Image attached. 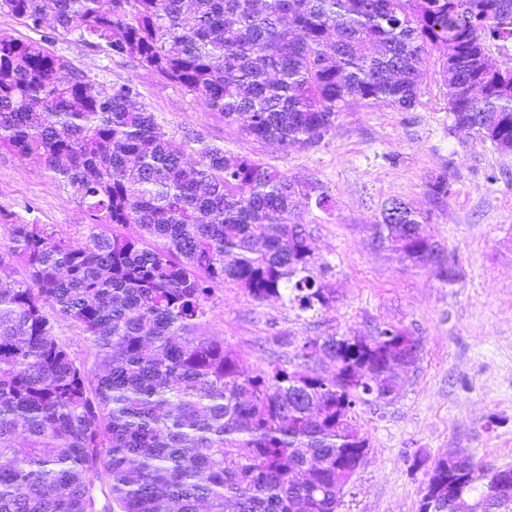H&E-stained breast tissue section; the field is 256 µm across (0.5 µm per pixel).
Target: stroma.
<instances>
[{"mask_svg":"<svg viewBox=\"0 0 512 512\" xmlns=\"http://www.w3.org/2000/svg\"><path fill=\"white\" fill-rule=\"evenodd\" d=\"M49 48L103 87L135 84L186 161L195 158L187 140L199 135L298 181L297 220L311 231L314 264L328 268L333 296L303 312L284 298L255 301L233 285L217 291L206 331L223 337L245 371L271 359L295 369L309 338L367 339L385 324L419 337L399 394L359 406L352 417L369 448L343 490L340 512H419L431 466L451 451L512 467V154L476 136L449 135L442 52H431L412 109L354 106L308 150L246 136L242 121H225L137 62L77 38ZM442 174L450 194L438 202L428 184ZM312 186L330 197L329 209L308 197ZM393 200L423 213L427 233L459 268L458 281L409 267L377 242L371 226ZM16 215L58 226L74 241L89 223L70 188L0 149V238Z\"/></svg>","mask_w":512,"mask_h":512,"instance_id":"stroma-1","label":"stroma"}]
</instances>
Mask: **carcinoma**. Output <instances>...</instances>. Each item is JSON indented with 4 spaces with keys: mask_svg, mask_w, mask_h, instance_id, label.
Masks as SVG:
<instances>
[{
    "mask_svg": "<svg viewBox=\"0 0 512 512\" xmlns=\"http://www.w3.org/2000/svg\"><path fill=\"white\" fill-rule=\"evenodd\" d=\"M34 28L55 22L112 57L137 61L244 132L313 149L357 104L412 108L427 56L448 134L512 154V0H0ZM129 83L96 81L38 41L0 36V148L64 182L88 214L74 243L17 219L0 240V512H339L336 489L367 440L355 408L399 391L417 337L310 340L335 363L324 378L276 360L246 373L202 332L216 286L302 311L327 301L310 233L294 221L298 182L196 135L195 165L170 148ZM373 233L425 268L420 214ZM82 333L89 369L55 333ZM471 497L498 470L433 465Z\"/></svg>",
    "mask_w": 512,
    "mask_h": 512,
    "instance_id": "obj_1",
    "label": "carcinoma"
}]
</instances>
